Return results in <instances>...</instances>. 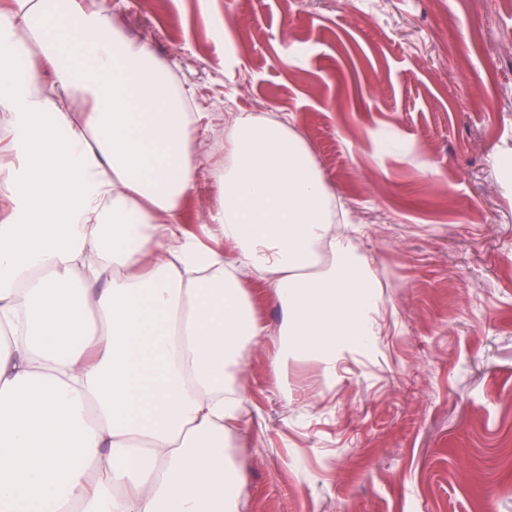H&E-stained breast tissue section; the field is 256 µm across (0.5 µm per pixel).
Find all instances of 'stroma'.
Returning <instances> with one entry per match:
<instances>
[{"mask_svg": "<svg viewBox=\"0 0 512 512\" xmlns=\"http://www.w3.org/2000/svg\"><path fill=\"white\" fill-rule=\"evenodd\" d=\"M205 113L203 234L238 113L284 121L352 211L387 333L274 387L282 311L241 364V512H512V0H107Z\"/></svg>", "mask_w": 512, "mask_h": 512, "instance_id": "1", "label": "stroma"}]
</instances>
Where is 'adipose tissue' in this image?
Segmentation results:
<instances>
[{"label": "adipose tissue", "mask_w": 512, "mask_h": 512, "mask_svg": "<svg viewBox=\"0 0 512 512\" xmlns=\"http://www.w3.org/2000/svg\"><path fill=\"white\" fill-rule=\"evenodd\" d=\"M0 122V512H240L231 379L270 331L237 270L270 278L284 312L278 385L308 361L335 375L383 332L308 147L239 113L210 218L225 247L200 244L183 228L199 119L103 0H0Z\"/></svg>", "instance_id": "1"}]
</instances>
